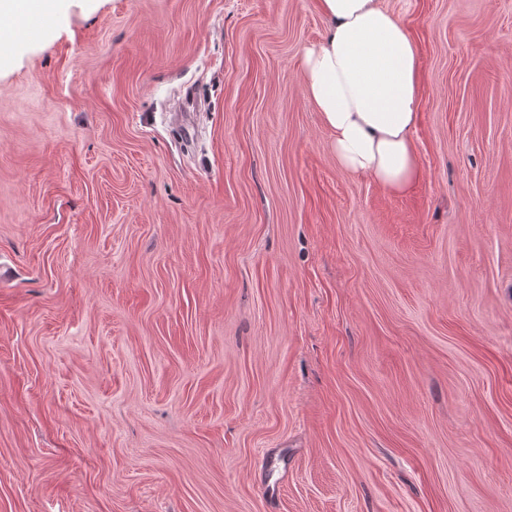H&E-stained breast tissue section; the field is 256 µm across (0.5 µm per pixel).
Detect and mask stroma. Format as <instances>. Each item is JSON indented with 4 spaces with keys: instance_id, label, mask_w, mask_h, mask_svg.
<instances>
[{
    "instance_id": "stroma-1",
    "label": "stroma",
    "mask_w": 512,
    "mask_h": 512,
    "mask_svg": "<svg viewBox=\"0 0 512 512\" xmlns=\"http://www.w3.org/2000/svg\"><path fill=\"white\" fill-rule=\"evenodd\" d=\"M380 2L402 194L303 88L319 0H59L0 48V512H512V0Z\"/></svg>"
}]
</instances>
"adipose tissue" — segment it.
<instances>
[{"label": "adipose tissue", "instance_id": "1", "mask_svg": "<svg viewBox=\"0 0 512 512\" xmlns=\"http://www.w3.org/2000/svg\"><path fill=\"white\" fill-rule=\"evenodd\" d=\"M327 38L304 49L305 91L332 135L339 166L404 191L420 174L412 142L418 58L403 24L379 0H320Z\"/></svg>", "mask_w": 512, "mask_h": 512}]
</instances>
